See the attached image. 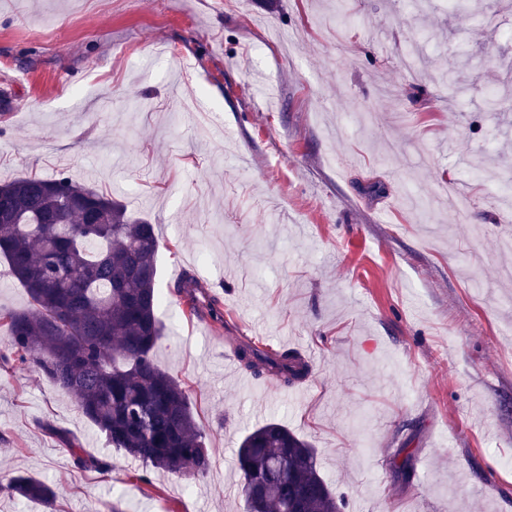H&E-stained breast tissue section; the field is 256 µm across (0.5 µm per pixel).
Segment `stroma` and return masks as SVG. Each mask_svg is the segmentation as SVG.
<instances>
[{"instance_id": "stroma-1", "label": "stroma", "mask_w": 512, "mask_h": 512, "mask_svg": "<svg viewBox=\"0 0 512 512\" xmlns=\"http://www.w3.org/2000/svg\"><path fill=\"white\" fill-rule=\"evenodd\" d=\"M0 0V183L65 174L155 224L158 365L207 475L151 472L74 398L0 361V461L57 491L0 512H246L235 459L274 419L346 512H512V0ZM219 300L193 333L177 276ZM231 336L298 353L271 386ZM111 458L79 468L64 437ZM410 459L413 474L397 472Z\"/></svg>"}]
</instances>
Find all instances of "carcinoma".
<instances>
[{"label":"carcinoma","instance_id":"obj_1","mask_svg":"<svg viewBox=\"0 0 512 512\" xmlns=\"http://www.w3.org/2000/svg\"><path fill=\"white\" fill-rule=\"evenodd\" d=\"M9 213L0 217L5 274L24 288L31 307L0 312L3 358L37 369L76 399L107 442L145 468L207 474L212 462L182 384L162 369L155 350L164 336L156 315L162 243L155 225L132 218L111 196L67 176H25L0 184ZM176 292L200 316L223 315L187 275ZM240 365L255 376L293 386L309 374L296 353L229 337ZM75 464L99 473L112 460L84 454L67 439ZM248 512H341L317 469L313 446L280 422L248 431L237 449ZM51 504L55 490L0 468V489Z\"/></svg>","mask_w":512,"mask_h":512}]
</instances>
